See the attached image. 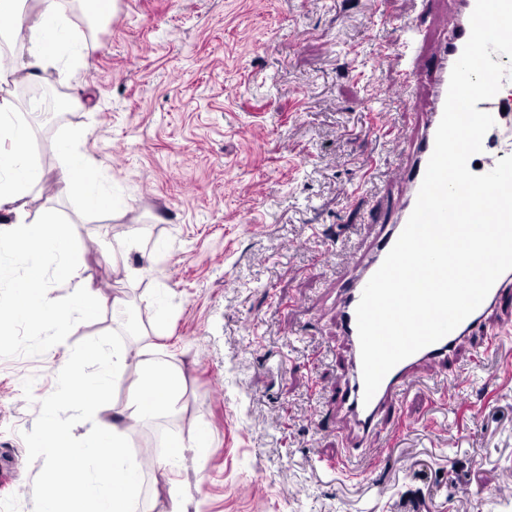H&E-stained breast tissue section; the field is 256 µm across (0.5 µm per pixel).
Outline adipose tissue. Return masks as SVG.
Instances as JSON below:
<instances>
[{
  "instance_id": "obj_1",
  "label": "adipose tissue",
  "mask_w": 512,
  "mask_h": 512,
  "mask_svg": "<svg viewBox=\"0 0 512 512\" xmlns=\"http://www.w3.org/2000/svg\"><path fill=\"white\" fill-rule=\"evenodd\" d=\"M25 0H0V17L14 19L17 32L23 35L22 54L0 53V86L20 81L42 84L48 69L59 71L61 80L72 79L85 63V44L71 38L66 26V14L80 11L89 25L95 26L111 18L110 0H42L37 15H28ZM33 133L32 124L8 97H0V140L10 147L0 151V224L7 234H0V245L26 260L29 281L42 275L39 253L57 256L55 273L58 278L74 285L70 311L55 310L51 302L42 301L26 288H18L14 303L16 317L28 321H67L70 315L82 319L96 317L104 307L122 312L126 304L116 298L105 301L94 294L69 259L71 237L67 225L53 216L34 223L25 207L28 192L41 185L43 173L33 163L27 145ZM61 182L78 193L86 209L107 211L113 205L110 194L99 184L98 173L90 162L73 150H66L60 167ZM83 358L99 364L93 378H85L75 363L59 365L60 376L70 384L72 399L86 414H94L112 391V377L124 359L122 352L105 356L100 345H89ZM142 374L130 390L125 407L112 420L95 419L87 443L71 440L67 426H58L47 443L37 447L46 466L42 482L55 490L53 498L45 500L42 512H131L138 495L139 481L124 459L123 439L137 421L175 408L184 387V378L174 366L147 358L142 360ZM65 455L74 462L72 473L66 474L55 466L56 457Z\"/></svg>"
}]
</instances>
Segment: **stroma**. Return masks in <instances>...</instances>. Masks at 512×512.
I'll return each instance as SVG.
<instances>
[{
  "instance_id": "1",
  "label": "stroma",
  "mask_w": 512,
  "mask_h": 512,
  "mask_svg": "<svg viewBox=\"0 0 512 512\" xmlns=\"http://www.w3.org/2000/svg\"><path fill=\"white\" fill-rule=\"evenodd\" d=\"M419 0H115L111 20L69 28L87 43L76 81L45 84L84 108L46 113L29 143L43 184L32 219L67 221L71 258L97 294L125 299L145 331L111 309L65 328L12 316L24 260L0 253V512H41L47 423L85 441L111 420L140 367L125 364L88 418L58 365L87 345L143 347L179 368L184 391L156 456L203 436L181 463L141 468L135 512H512V348L465 343L400 402L380 453L349 445L333 411L346 355L336 305L362 239L396 204L395 133L418 124L391 89L405 57L397 27ZM94 164L112 210L85 211L59 183L58 142ZM140 251L112 258L108 240ZM349 468L336 472L332 462Z\"/></svg>"
}]
</instances>
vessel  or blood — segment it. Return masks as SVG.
<instances>
[{"label":"vessel or blood","mask_w":512,"mask_h":512,"mask_svg":"<svg viewBox=\"0 0 512 512\" xmlns=\"http://www.w3.org/2000/svg\"><path fill=\"white\" fill-rule=\"evenodd\" d=\"M423 8L409 21L401 24L409 50L401 89L420 92L424 104L422 118L412 140L395 138L394 144L405 158L399 170L404 187L403 197L396 205L391 221L369 245V257L359 263L356 273L343 290L336 308L340 340L351 369V379L336 390V417L348 425L350 444L359 448L370 445L374 434L383 427L399 423V403L413 377L423 367L439 369L465 341L488 331L493 316L512 306V270L503 273L494 283L482 304L440 341L428 345L398 363L384 377L371 401H364V383L356 308L363 289L379 269L386 255L404 229L415 206L417 195L434 149L435 134L447 96L450 73L470 36V16L476 0H422ZM478 110L490 113L496 124L483 138V152L470 157V164L480 172L491 171L497 158L486 157L494 148L497 157L512 155V98L495 95L478 102Z\"/></svg>","instance_id":"1"}]
</instances>
